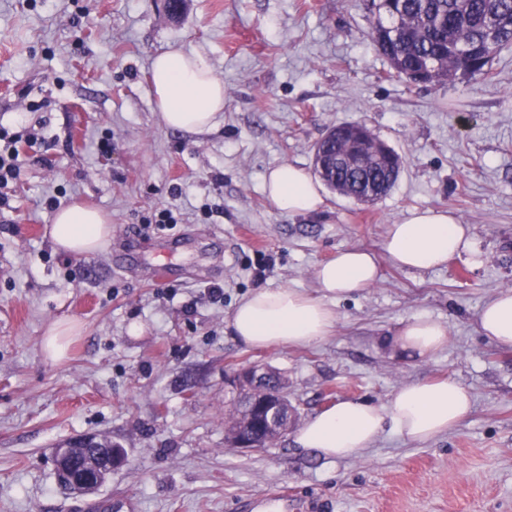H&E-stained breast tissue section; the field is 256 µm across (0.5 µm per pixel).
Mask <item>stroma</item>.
I'll return each instance as SVG.
<instances>
[{"label": "stroma", "instance_id": "obj_1", "mask_svg": "<svg viewBox=\"0 0 512 512\" xmlns=\"http://www.w3.org/2000/svg\"><path fill=\"white\" fill-rule=\"evenodd\" d=\"M372 23L366 0H187L176 19L163 0H0V126L37 135L0 211V512H242L246 501L250 512H512V350L478 324L487 300L512 291V47L491 77L421 86L374 49ZM172 49L224 84L205 138L167 128L156 109L150 64ZM359 120L403 159L389 193L364 204L327 188L319 213L277 212L265 172L313 171L315 144ZM52 197L106 212L104 248L58 249ZM428 207L468 225L469 249L425 271L383 261L388 226ZM165 208L174 224L143 228ZM128 246L140 259L117 268ZM345 249L381 257L380 276L332 300L331 336L305 348L236 339L228 318L242 299L320 296L317 267ZM164 252L172 274L159 278ZM414 315L443 323L447 348L394 351ZM62 321L53 360L44 339ZM255 364L287 379L301 423L437 377L474 405L432 441L388 430L348 460L297 448L290 432L235 448L224 377ZM85 436L117 443L128 463L96 492L69 493L53 450ZM283 485L287 498L266 503Z\"/></svg>", "mask_w": 512, "mask_h": 512}]
</instances>
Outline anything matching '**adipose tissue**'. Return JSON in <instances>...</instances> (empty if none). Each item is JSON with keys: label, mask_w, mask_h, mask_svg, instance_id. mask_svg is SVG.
Masks as SVG:
<instances>
[{"label": "adipose tissue", "mask_w": 512, "mask_h": 512, "mask_svg": "<svg viewBox=\"0 0 512 512\" xmlns=\"http://www.w3.org/2000/svg\"><path fill=\"white\" fill-rule=\"evenodd\" d=\"M151 80L156 107L172 129L201 135L215 125L224 110V86L197 56L175 50L152 60ZM264 191L283 215L320 212L325 199L320 184L305 170L284 163L264 177ZM108 218L79 204L60 208L52 236L59 249L70 254L99 250L110 234ZM470 246L469 228L448 210L426 208L390 225L384 241L387 260L401 268L428 270ZM379 276L374 253L343 250L321 264L315 277L320 296L290 288L260 289L233 311L229 325L234 336L252 348L275 345L307 347L330 336L336 314L331 297L345 298L371 287ZM481 333L501 347H512V292L496 295L480 310ZM400 352L432 356L448 345V329L439 322L413 316L392 339ZM473 409L469 389L452 378L409 384L387 405L344 399L309 418L297 431V447L328 459L345 460L371 448L385 430L401 438L425 443L457 426Z\"/></svg>", "instance_id": "ef3b65f1"}]
</instances>
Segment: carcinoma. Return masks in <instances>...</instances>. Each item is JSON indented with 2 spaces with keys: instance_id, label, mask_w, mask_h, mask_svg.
<instances>
[{
  "instance_id": "cac0c4a2",
  "label": "carcinoma",
  "mask_w": 512,
  "mask_h": 512,
  "mask_svg": "<svg viewBox=\"0 0 512 512\" xmlns=\"http://www.w3.org/2000/svg\"><path fill=\"white\" fill-rule=\"evenodd\" d=\"M377 19L369 33L375 49L401 74L425 70L434 82L470 79L491 72L496 56L512 45V0H369ZM358 123L337 125L330 147L344 195L361 203L385 196L403 161L385 172L375 162H347Z\"/></svg>"
}]
</instances>
